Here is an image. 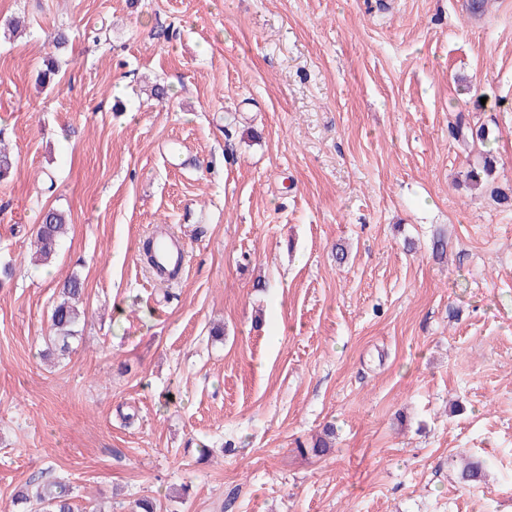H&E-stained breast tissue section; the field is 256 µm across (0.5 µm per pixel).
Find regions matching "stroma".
Returning a JSON list of instances; mask_svg holds the SVG:
<instances>
[{
  "instance_id": "35a3bbf8",
  "label": "stroma",
  "mask_w": 512,
  "mask_h": 512,
  "mask_svg": "<svg viewBox=\"0 0 512 512\" xmlns=\"http://www.w3.org/2000/svg\"><path fill=\"white\" fill-rule=\"evenodd\" d=\"M471 2L0 0V512L32 478L111 512H512V0ZM451 134L455 139L471 141L473 144L475 142L485 144L489 139V129L485 125L471 126L462 122V120L458 121L455 126H452ZM68 229V216L59 209H48L40 218V224L34 229V241L36 259L44 265H50L57 256L59 242L63 239ZM186 253L180 242L173 237L165 242L159 256V261L165 266L181 265V272L184 270ZM83 292V282L75 275L69 277L60 288L58 300L53 305L49 317L50 330L54 336L50 339L51 349L48 347L44 351L46 355L69 354L70 340L75 338V333L78 332L76 327L80 318L79 302Z\"/></svg>"
}]
</instances>
